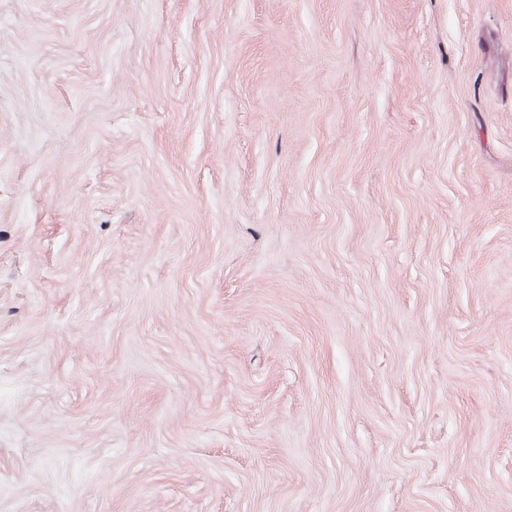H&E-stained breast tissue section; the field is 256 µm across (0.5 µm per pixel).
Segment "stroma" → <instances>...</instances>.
Instances as JSON below:
<instances>
[{
	"label": "stroma",
	"instance_id": "obj_1",
	"mask_svg": "<svg viewBox=\"0 0 512 512\" xmlns=\"http://www.w3.org/2000/svg\"><path fill=\"white\" fill-rule=\"evenodd\" d=\"M0 512H512V0H0Z\"/></svg>",
	"mask_w": 512,
	"mask_h": 512
}]
</instances>
